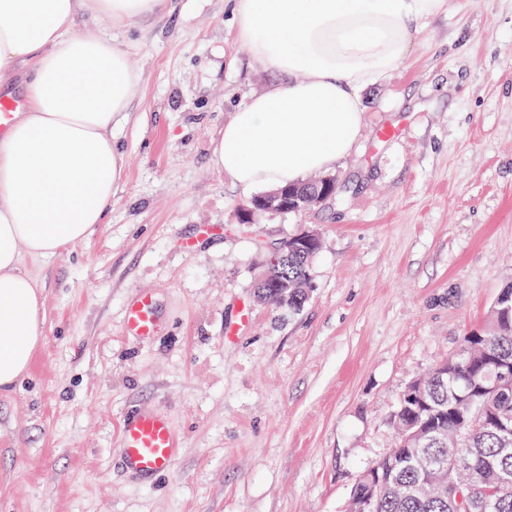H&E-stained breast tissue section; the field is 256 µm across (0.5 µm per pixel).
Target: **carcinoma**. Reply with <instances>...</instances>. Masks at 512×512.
Here are the masks:
<instances>
[{"label": "carcinoma", "mask_w": 512, "mask_h": 512, "mask_svg": "<svg viewBox=\"0 0 512 512\" xmlns=\"http://www.w3.org/2000/svg\"><path fill=\"white\" fill-rule=\"evenodd\" d=\"M317 252L290 254L278 266L290 309L309 298ZM459 349L405 387L393 416L396 448L372 464L379 485L358 478L347 512H512V454L501 452L503 435H512V369L503 376L488 365H512L511 283L479 335L464 337ZM491 379L498 392L479 393Z\"/></svg>", "instance_id": "carcinoma-1"}]
</instances>
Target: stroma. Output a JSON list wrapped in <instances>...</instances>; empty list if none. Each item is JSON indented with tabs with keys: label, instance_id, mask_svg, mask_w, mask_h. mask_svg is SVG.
<instances>
[{
	"label": "stroma",
	"instance_id": "1",
	"mask_svg": "<svg viewBox=\"0 0 512 512\" xmlns=\"http://www.w3.org/2000/svg\"><path fill=\"white\" fill-rule=\"evenodd\" d=\"M78 24L111 34L140 78L112 136L126 174L88 239L25 259L45 314L28 373L0 394V512H346L394 446L402 391L512 281V0H442L361 90L335 195L256 224L239 223L248 195L211 147L277 77L236 43L229 0ZM308 229L321 248L305 306L257 303L260 252ZM141 292L160 322L146 342L124 326ZM244 305L250 323L225 340ZM130 412L169 418V473L122 470Z\"/></svg>",
	"mask_w": 512,
	"mask_h": 512
}]
</instances>
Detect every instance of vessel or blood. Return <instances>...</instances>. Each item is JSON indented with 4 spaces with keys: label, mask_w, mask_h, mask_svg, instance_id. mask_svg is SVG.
Segmentation results:
<instances>
[{
    "label": "vessel or blood",
    "mask_w": 512,
    "mask_h": 512,
    "mask_svg": "<svg viewBox=\"0 0 512 512\" xmlns=\"http://www.w3.org/2000/svg\"><path fill=\"white\" fill-rule=\"evenodd\" d=\"M126 327L130 336L146 341L153 338L159 323L151 294L143 292L128 306ZM123 459L134 473L153 476L170 471L175 463L177 441L166 416L157 412L128 416L121 425Z\"/></svg>",
    "instance_id": "b4317fda"
}]
</instances>
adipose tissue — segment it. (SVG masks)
<instances>
[{"mask_svg":"<svg viewBox=\"0 0 512 512\" xmlns=\"http://www.w3.org/2000/svg\"><path fill=\"white\" fill-rule=\"evenodd\" d=\"M441 0H233L238 41L277 75L224 124L212 160L244 191L302 182L350 154L359 91L384 80ZM169 0H0V83L25 69L26 106L0 138V392L41 342L42 292L25 256L51 257L104 223L125 176L112 129L139 79L126 53L78 14L123 26Z\"/></svg>","mask_w":512,"mask_h":512,"instance_id":"obj_1","label":"adipose tissue"}]
</instances>
